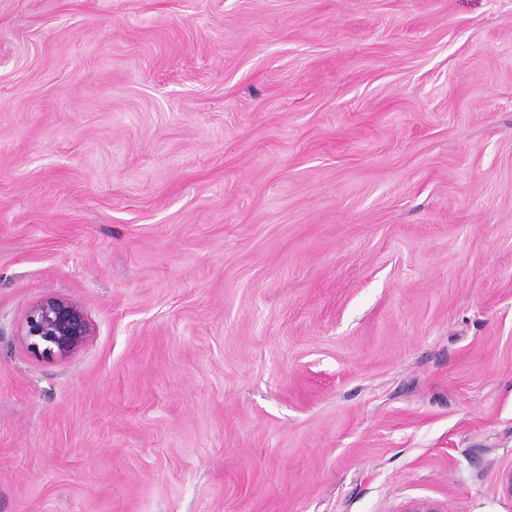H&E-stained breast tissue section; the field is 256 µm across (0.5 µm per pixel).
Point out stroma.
Here are the masks:
<instances>
[{
    "label": "stroma",
    "instance_id": "1",
    "mask_svg": "<svg viewBox=\"0 0 512 512\" xmlns=\"http://www.w3.org/2000/svg\"><path fill=\"white\" fill-rule=\"evenodd\" d=\"M92 341L32 354L28 310ZM512 0H0V512H512ZM93 335L80 305L65 297L51 296L28 311L22 336L31 353L66 358L89 344Z\"/></svg>",
    "mask_w": 512,
    "mask_h": 512
}]
</instances>
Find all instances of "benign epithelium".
Listing matches in <instances>:
<instances>
[{"mask_svg":"<svg viewBox=\"0 0 512 512\" xmlns=\"http://www.w3.org/2000/svg\"><path fill=\"white\" fill-rule=\"evenodd\" d=\"M23 336L31 353L66 358L89 344L93 328L80 305L65 297L51 296L28 311Z\"/></svg>","mask_w":512,"mask_h":512,"instance_id":"1","label":"benign epithelium"}]
</instances>
